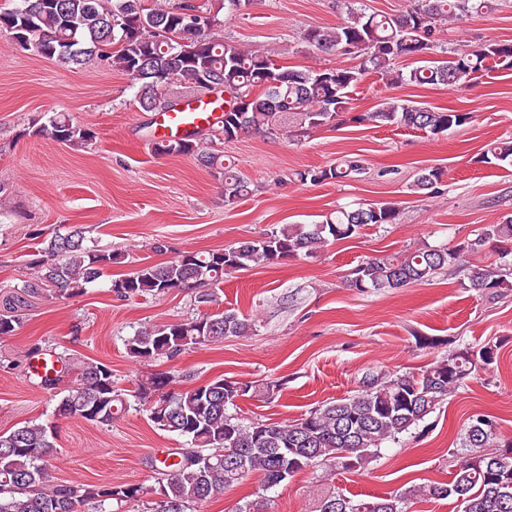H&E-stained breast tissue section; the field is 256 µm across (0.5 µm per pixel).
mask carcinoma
Returning <instances> with one entry per match:
<instances>
[{
  "instance_id": "1",
  "label": "carcinoma",
  "mask_w": 512,
  "mask_h": 512,
  "mask_svg": "<svg viewBox=\"0 0 512 512\" xmlns=\"http://www.w3.org/2000/svg\"><path fill=\"white\" fill-rule=\"evenodd\" d=\"M17 0L0 8V34L18 46L29 38L28 50L66 69H80L96 60L128 76L138 85L136 95L143 112H169L180 101L173 88L191 99L220 94L224 113L217 125L196 129L173 141H155L157 154L192 156L224 182V201L234 204L251 194L250 183L222 151L207 148L236 139L249 131L280 130L297 136L328 126L349 110V93L371 73L392 86L403 84L461 85L470 77L495 69H512V41L486 40L458 51L442 47L445 23L469 13L493 10V0H414L403 14L368 13L358 0H347L346 18L332 26H314L303 33L302 43L321 52H351L361 60L351 67H290L278 65L267 52L246 49L217 33L219 13L229 16L248 9L253 0H181L174 8L149 7L145 0ZM203 16L191 36L185 27L191 15ZM441 49L446 57L428 60L405 73L395 60L418 50ZM472 114L451 109L405 104L388 98L372 112L354 121L383 123L444 133L471 122ZM32 135L72 146L88 145L96 138L89 127L55 113L32 126ZM483 162L512 165V140L497 141L483 154ZM359 159H346L327 168L293 173L306 184L340 182L361 173ZM443 172L424 170L414 181L416 193H436ZM399 210L391 202L338 210L320 224H282L263 237L210 251H186L159 264L143 263L110 282V291L125 299L157 298L172 290L195 291L203 308L197 316L178 322L144 327L126 343L128 355L139 363L171 360L186 350L248 336L255 323L233 310L209 311L217 304L214 287L224 277L253 265H275L289 257H314L321 248L356 237L366 226L394 224ZM493 243L512 254V216L486 225L472 240L452 247H421L385 258L367 259L351 271L348 285L359 292L389 293L410 283L426 282L449 267H464L468 288L495 297L512 290V267L464 265L465 257ZM125 254L86 244L83 228L54 233L42 241L26 262L30 277L0 309V339L12 335L27 311L28 298L68 300L88 286ZM495 346L463 348L425 370L386 375L368 374L353 395L327 402L288 423L252 422L248 425L229 412L243 397L270 396L280 391L277 381H236L222 376L195 387L179 389L171 371L152 372L128 391L118 388L112 369L102 362L73 364L76 376L60 371L41 377V386L63 393L57 411L64 418H80L109 426L131 404L139 406L160 430L187 438L192 448L179 460H159L157 484L161 499L153 512H186L192 503L205 502L237 486L251 474L262 476L268 488L280 485L278 457L288 452V475L318 463H361L381 445L396 441L423 421L481 366L494 359ZM50 427L27 422L0 432V512H84L90 503L108 499L134 504L140 488L127 484L95 486L60 482L46 460L53 446ZM464 447L452 479L418 487L373 501H353L327 491L314 512H406L414 497L457 498L462 512H512V455L498 452L492 423L482 415L469 424Z\"/></svg>"
}]
</instances>
